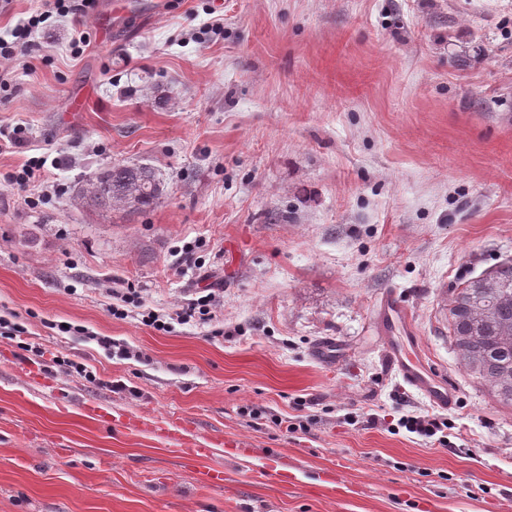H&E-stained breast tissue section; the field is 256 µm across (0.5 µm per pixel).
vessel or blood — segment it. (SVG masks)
Returning a JSON list of instances; mask_svg holds the SVG:
<instances>
[{
    "label": "vessel or blood",
    "instance_id": "vessel-or-blood-1",
    "mask_svg": "<svg viewBox=\"0 0 512 512\" xmlns=\"http://www.w3.org/2000/svg\"><path fill=\"white\" fill-rule=\"evenodd\" d=\"M377 320L390 367L406 385L420 392L434 407L452 408L456 400L454 387L439 379L411 355L412 349L419 344V338L406 303L395 294L386 293L377 306Z\"/></svg>",
    "mask_w": 512,
    "mask_h": 512
}]
</instances>
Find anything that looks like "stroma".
<instances>
[{
  "mask_svg": "<svg viewBox=\"0 0 512 512\" xmlns=\"http://www.w3.org/2000/svg\"><path fill=\"white\" fill-rule=\"evenodd\" d=\"M100 2L35 30L0 89L22 138L0 151V317L26 329L0 336V512H512V406L448 337L455 290L512 260V0ZM32 156L24 196L7 178ZM118 163L158 173L147 211L81 198ZM206 289L213 320L144 325ZM388 291L452 408L387 365ZM271 458L296 482L261 477ZM401 424L410 433H416L420 436L432 437L437 432H443L448 424L437 417L406 415L401 419Z\"/></svg>",
  "mask_w": 512,
  "mask_h": 512,
  "instance_id": "35a3bbf8",
  "label": "stroma"
}]
</instances>
